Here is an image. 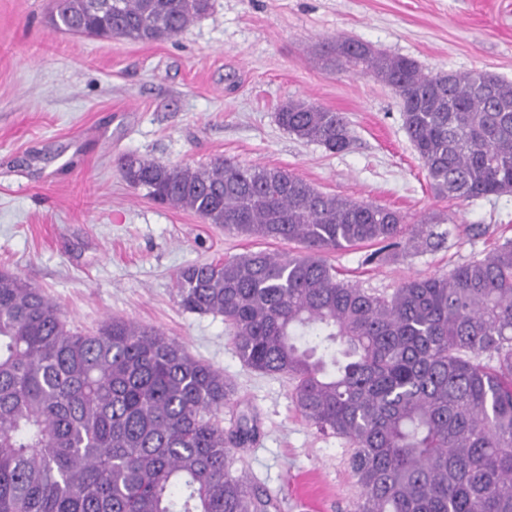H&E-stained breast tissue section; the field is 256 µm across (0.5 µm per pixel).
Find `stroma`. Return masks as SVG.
<instances>
[{
  "label": "stroma",
  "instance_id": "1",
  "mask_svg": "<svg viewBox=\"0 0 512 512\" xmlns=\"http://www.w3.org/2000/svg\"><path fill=\"white\" fill-rule=\"evenodd\" d=\"M176 37L142 43L54 29L50 0H0V270L93 331L113 318L160 329L223 372L234 392L220 418H253L256 438L234 449L233 474L305 512H354L353 453L304 420L292 383L239 359L223 317L185 311L176 272L249 250L287 251L162 206L133 190L127 156L207 166L222 157L280 168L318 190L405 214L450 219L445 243L395 263L371 248L330 252L341 279L387 295L444 274L512 238V194L475 201L435 195L403 128L394 91L359 70H329L324 46L351 37L432 72L486 69L512 80V0H211ZM304 99L345 113L349 148L330 153L283 131L280 106Z\"/></svg>",
  "mask_w": 512,
  "mask_h": 512
}]
</instances>
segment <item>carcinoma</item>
<instances>
[{"mask_svg": "<svg viewBox=\"0 0 512 512\" xmlns=\"http://www.w3.org/2000/svg\"><path fill=\"white\" fill-rule=\"evenodd\" d=\"M57 30L137 42L176 37L211 0H55ZM326 66L359 67L401 100L430 186L450 199L512 193V82L426 72L338 37ZM277 125L332 153L346 116L289 100ZM133 189L208 224L297 250L191 263L181 307L224 317L245 366L292 380L302 417L354 449L355 512H512V240L447 274L375 295L336 277L332 250L368 244L386 264L446 231L373 202L325 194L286 170L224 158L189 166L124 158ZM488 356L496 364L482 362ZM224 374L160 331L111 319L70 328L59 306L0 271V512H279L232 474L254 420L224 433Z\"/></svg>", "mask_w": 512, "mask_h": 512, "instance_id": "cac0c4a2", "label": "carcinoma"}]
</instances>
